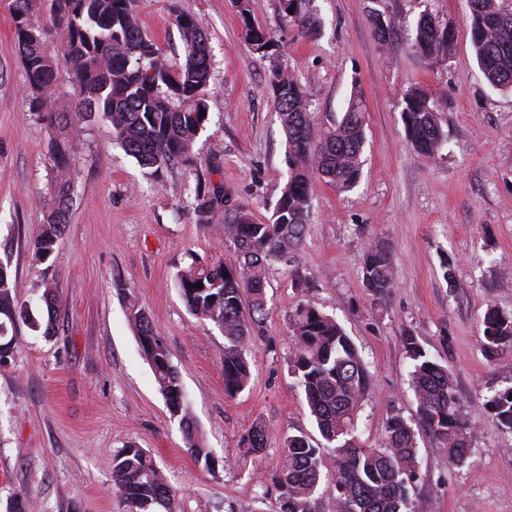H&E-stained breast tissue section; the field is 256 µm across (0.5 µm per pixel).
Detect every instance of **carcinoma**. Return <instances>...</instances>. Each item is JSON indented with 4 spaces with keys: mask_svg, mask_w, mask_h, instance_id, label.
Wrapping results in <instances>:
<instances>
[{
    "mask_svg": "<svg viewBox=\"0 0 512 512\" xmlns=\"http://www.w3.org/2000/svg\"><path fill=\"white\" fill-rule=\"evenodd\" d=\"M309 0H288V23L309 30L315 19ZM36 0H12L15 38L26 75L29 106L56 128L51 147L54 189L44 198L45 222L34 244V260L44 263L54 251L67 224L73 183L72 148L65 124L84 115L109 122L122 148L145 167H180L193 171L197 149L209 116L210 63L202 25L193 15L174 17L184 49V60L172 65L157 44L141 29L137 0H51L49 21L34 14ZM244 41L267 62L275 112L285 132L288 179L271 217L257 223L251 213L228 194L202 181L195 185L197 222L218 224L224 239L233 243L229 263L197 258L177 275L180 294L197 318L210 322L224 335V395L232 398L248 386V351L266 314L264 279L273 263L286 264L300 246L309 214L312 181L319 179L338 192L360 181L366 144L362 100L352 91L342 118L320 125L306 92L284 63L280 45L255 23L250 0H236ZM471 42L488 84L512 89V13L497 0H470ZM375 35L387 41L392 26L383 15H371ZM453 28L432 13L415 23L414 47L432 61L447 59L453 50ZM56 34V40L48 39ZM68 62L76 94L72 104L51 105L56 84L55 56ZM407 143L419 156L436 158L445 134L432 94L415 87L404 97L401 112ZM393 257L380 245L367 248L362 267L364 286L377 296L393 288ZM203 286H198V283ZM30 315L19 302L16 282L0 263V361L12 355L18 319ZM127 319L140 349L154 372L172 417L178 419L189 452L204 470H216L215 459L192 424L190 404L163 337L137 304L127 307ZM482 346L487 356L512 349V313L494 307L482 321ZM289 368L305 400L324 447L336 452L333 492L337 512H409L410 492L419 479V448L411 426L398 415L387 421V444L367 448L357 435V420L372 395V374L351 337L336 320L301 303L288 312ZM412 364L411 387L419 413L439 449L455 466L468 465L477 428L459 402L447 367L432 360L417 337H403ZM512 386L494 394L484 409L499 426L512 433ZM269 429L253 422L242 436L247 452L264 450ZM320 448L304 434L283 435L280 468L261 478L279 491V512H318L316 493L322 482ZM112 487L127 512H174L175 488L149 452L131 441L118 449L112 461Z\"/></svg>",
    "mask_w": 512,
    "mask_h": 512,
    "instance_id": "1",
    "label": "carcinoma"
}]
</instances>
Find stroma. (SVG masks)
I'll use <instances>...</instances> for the list:
<instances>
[{
	"instance_id": "1",
	"label": "stroma",
	"mask_w": 512,
	"mask_h": 512,
	"mask_svg": "<svg viewBox=\"0 0 512 512\" xmlns=\"http://www.w3.org/2000/svg\"><path fill=\"white\" fill-rule=\"evenodd\" d=\"M250 5L319 121L341 118L360 89L367 141L351 191L314 182L304 241L289 264L266 272L268 315L251 345V380L228 399L224 337L191 314L176 283L191 257L234 258L231 243L197 223L193 189L201 179L230 192L264 222L288 178L266 64L245 45L234 0H138L142 30L170 60L183 55L173 9L204 27L211 78L201 160L191 173L153 175L116 144L108 122L72 120L73 200L43 264L32 252L45 219L39 200L54 185L55 130L29 108L11 0H0V260L32 320L54 322L48 337L19 323V347L0 365V512L18 493L31 512H125L112 490V459L129 441L178 488V512H208L224 500L237 512H278V491L257 478L278 468L283 435L301 431L323 443L288 367V311L300 302L334 316L369 365L374 393L358 420L364 444L383 447L394 414L415 430L412 512H512V435L484 408L512 386V352L488 358L480 341L487 306L512 312V91L492 88L479 70L468 0H311L312 33L286 23L282 0ZM375 10L395 23L388 44L374 35ZM425 10L456 31L446 60L427 61L412 45ZM415 86L435 95L446 136L433 160L406 141L403 97ZM372 244L394 260V286L382 297L362 282ZM46 280L58 295L51 316L41 301ZM132 299L164 338L194 422L224 468L207 472L188 451L127 321ZM408 333L448 366L478 427L466 467L449 464L420 419L402 344ZM256 420L269 435L264 451L247 458L240 439Z\"/></svg>"
}]
</instances>
